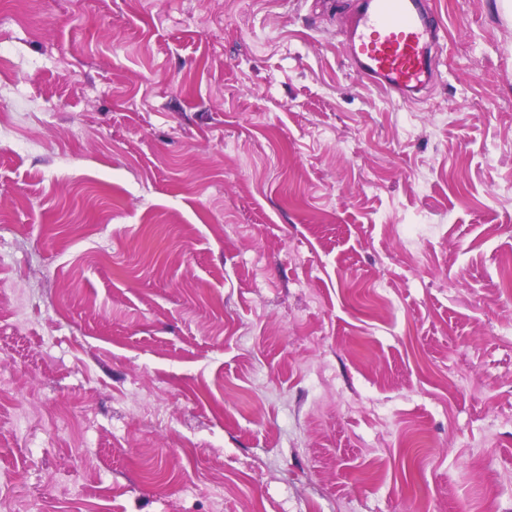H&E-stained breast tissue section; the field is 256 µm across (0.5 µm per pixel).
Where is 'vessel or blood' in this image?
I'll use <instances>...</instances> for the list:
<instances>
[{
    "label": "vessel or blood",
    "instance_id": "b4317fda",
    "mask_svg": "<svg viewBox=\"0 0 512 512\" xmlns=\"http://www.w3.org/2000/svg\"><path fill=\"white\" fill-rule=\"evenodd\" d=\"M341 35L357 71L404 101L436 75L438 28L422 0H365Z\"/></svg>",
    "mask_w": 512,
    "mask_h": 512
}]
</instances>
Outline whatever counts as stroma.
I'll return each instance as SVG.
<instances>
[{"label": "stroma", "mask_w": 512, "mask_h": 512, "mask_svg": "<svg viewBox=\"0 0 512 512\" xmlns=\"http://www.w3.org/2000/svg\"><path fill=\"white\" fill-rule=\"evenodd\" d=\"M0 0L8 512H512V21ZM340 34L357 71L404 101L437 73L438 27L420 0H366Z\"/></svg>", "instance_id": "35a3bbf8"}]
</instances>
